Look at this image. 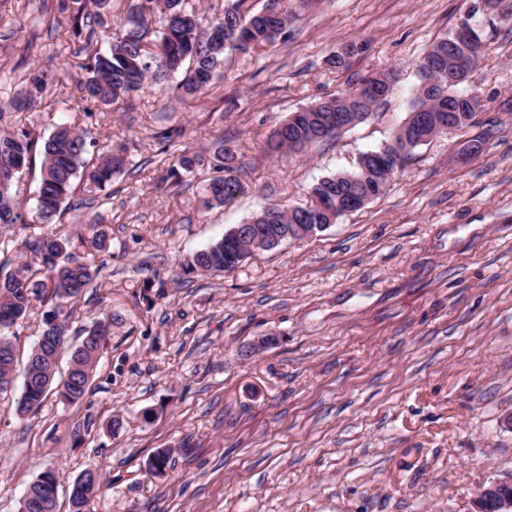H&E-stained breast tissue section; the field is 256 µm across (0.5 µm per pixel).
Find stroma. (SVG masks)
<instances>
[{"mask_svg": "<svg viewBox=\"0 0 512 512\" xmlns=\"http://www.w3.org/2000/svg\"><path fill=\"white\" fill-rule=\"evenodd\" d=\"M475 3L284 0L285 32L226 54L206 94H185L176 75L107 110L80 81L129 0H111L96 29L91 0H0V134L41 141L68 122L90 157H128L103 189L75 183L50 224L36 208L40 161L13 184L23 221L0 224V277L23 242L67 237L70 255L99 269L72 305L67 343L98 320L112 329L81 400L52 391L21 417V379L0 392V512H17L47 469L70 512V486L92 464L102 487L83 512H468L512 471V24ZM466 15L484 44L466 83L484 101L477 126L416 148L384 195L311 238L230 272L184 270L266 204L305 205L321 178L389 143L414 100L415 60ZM360 42L346 67H329ZM389 69L398 77L365 121L269 152L290 113ZM37 75L46 90L23 107ZM486 128L481 154L463 155ZM221 138L236 145L244 189L208 209L213 170L169 169ZM92 224L105 250L90 247ZM263 336L278 342L247 355ZM159 448L172 451L160 478L145 469Z\"/></svg>", "mask_w": 512, "mask_h": 512, "instance_id": "stroma-1", "label": "stroma"}]
</instances>
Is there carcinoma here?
I'll use <instances>...</instances> for the list:
<instances>
[{"label": "carcinoma", "instance_id": "carcinoma-1", "mask_svg": "<svg viewBox=\"0 0 512 512\" xmlns=\"http://www.w3.org/2000/svg\"><path fill=\"white\" fill-rule=\"evenodd\" d=\"M129 13L121 22L122 36L115 38L105 53L96 52L84 67L81 90L87 98L109 108L123 98L141 91L148 83L158 82L169 76L185 72L180 84L184 93L194 96L205 92L215 74L223 67L224 55L231 51H247L269 46L278 38L277 32L285 31L288 25L287 11L280 8L267 16L252 13L243 8L246 0H232L221 15L212 20L211 26L224 28V51L215 50L210 33L200 29L197 15L184 8V0H131ZM165 16L163 29L151 28V19L156 13ZM451 29L438 38L427 52L416 62L419 84L412 103L411 112L428 115L453 114L462 130L472 126L477 117L466 94L457 91V84L448 82V60L460 47ZM360 87L340 92L336 96L297 111L295 121L288 119L273 131L270 147L274 151H299L305 146L336 137L334 129L326 126L329 113L363 112L371 114L374 107L387 96L390 88L375 94L357 97ZM41 153V178L38 186V209L40 217L48 221L56 215L61 204L72 193L73 182L80 179L87 184L102 186L121 173L126 166V157L121 151L109 150L94 160L86 159L88 144L85 135L70 124L58 125L52 134L38 145V141L26 132L0 135V157L15 162L17 171L32 164L35 154ZM370 153L363 154L355 170L343 172L320 180L312 189L311 209H323L335 213V218L345 215L338 210L349 204L355 196L374 200L383 195L395 172L387 168H374L362 183V165ZM237 150L230 140H220L207 157L190 149L177 156L178 171L193 173L209 164L217 176L206 186L209 206L230 203L241 190ZM16 174L0 173V224L23 222V216L12 197L11 187ZM259 215L260 233L274 231V224H298L299 216L279 203H270ZM69 239L43 237L26 241L23 247L32 255L37 268L23 262L10 276L0 279V330L9 329L25 318L32 302L39 301L50 293L53 306L43 317L42 337L46 341L36 342L31 348L25 364L24 378L18 409L21 413L37 410L46 393L56 382L58 365L49 359L55 345L63 342L68 333L69 303L77 298L94 278L98 270L88 263L72 259L67 254ZM187 268L199 273L224 272L223 240L196 252L187 260ZM112 320L97 322L88 331L92 336L91 352L81 358H70L69 370L63 387L68 402L81 399L89 386L94 370L109 334ZM16 367L14 345L8 337L0 336V390L12 385ZM171 451L158 448L147 460V470L162 472L170 467ZM52 472L37 476L27 490L34 498L47 494ZM101 488V483L87 481L79 488L71 489L70 499L75 507H82Z\"/></svg>", "mask_w": 512, "mask_h": 512}]
</instances>
